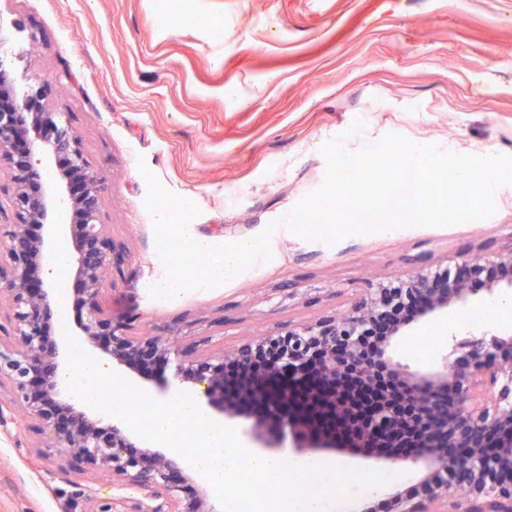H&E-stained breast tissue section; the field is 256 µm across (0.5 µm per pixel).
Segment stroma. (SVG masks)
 I'll list each match as a JSON object with an SVG mask.
<instances>
[{"label":"stroma","mask_w":512,"mask_h":512,"mask_svg":"<svg viewBox=\"0 0 512 512\" xmlns=\"http://www.w3.org/2000/svg\"><path fill=\"white\" fill-rule=\"evenodd\" d=\"M209 14L198 27L194 14ZM15 46L19 89L43 85L107 186L100 222L127 258L104 305L128 333L179 335L184 352L220 351L269 329L344 312L369 282L495 257L512 241V185L478 223L409 226L327 244L283 218L323 182L321 147L355 153L390 133L440 151L512 156V0H0V45ZM363 121L353 131L355 121ZM151 172L193 195L189 234L212 247L277 228L271 258L170 299L150 293L166 269L145 207ZM483 300L435 318L430 347L395 353L438 366L454 340L512 332L483 326ZM50 430L14 413L0 429V512H62L73 481L97 498H143L134 484L79 474Z\"/></svg>","instance_id":"obj_1"}]
</instances>
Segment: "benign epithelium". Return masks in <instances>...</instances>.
<instances>
[{"mask_svg":"<svg viewBox=\"0 0 512 512\" xmlns=\"http://www.w3.org/2000/svg\"><path fill=\"white\" fill-rule=\"evenodd\" d=\"M34 91L19 95L16 84L0 60V98L12 103L0 108V169H8L9 201L13 222L0 225V294L7 295L16 344L0 345V394L12 409H21L30 426L52 430L53 438L37 449V456L50 459L57 448L68 449L85 473L105 472L118 482L136 484L146 490V499L115 495L96 500L83 489L77 500L88 501L82 512H217L203 495L189 503L181 497L182 482L193 479L178 455L147 449L145 458L128 456L125 449L136 446L128 428L101 421L74 404L62 401L71 416L67 423L34 400L32 383L40 379L51 394L60 360L68 356L64 338L46 336L44 319L51 309L54 288L50 283L48 239L31 240L26 228L39 224L53 235L57 227L71 243L72 273L82 284L86 310L79 324L80 340L101 349L118 366L140 371V356L151 352L166 362H176L174 378L181 384L202 378L201 367L220 366L243 358L272 339L286 337L296 352L310 342L321 345V364L312 369L303 364L288 379L268 367L251 379L230 382L224 374L208 375V402L224 415L246 413L253 418V436L264 440L263 429L271 427L288 435L298 452L325 450L387 460L408 465L420 475L424 491L419 495L394 493L393 512H512V480L496 477L498 470H512V362L501 358V350L512 347V336H472L458 343L464 349L467 373L460 376L457 363L445 359L434 369L419 370L391 355L395 338L411 325L401 318L388 325L379 347L380 354L405 385L407 403L419 407L430 419L428 429L407 453H392L408 421L395 406L381 399L363 414L353 405L336 364V339L344 344L341 363L350 366L364 386L373 384L371 367L361 352L362 331L387 308L388 288L383 283L367 289L364 296L334 316L272 330L253 341L223 351L203 352L187 358L178 340L163 336H131L117 328L103 304L106 275L123 261L125 251L106 237L98 224L105 183L89 168L76 135L59 126L54 112H31ZM69 161V168L83 172L82 189L75 192L69 172L58 170L45 191L32 194L27 179L38 172L44 159ZM495 266L503 270L487 292L493 296L500 285L512 290V242L496 255ZM397 285L421 302L414 321L429 319L453 305L466 306L472 289L461 281L442 288L434 271L421 269ZM463 444L469 451L450 457L448 445Z\"/></svg>","mask_w":512,"mask_h":512,"instance_id":"benign-epithelium-1","label":"benign epithelium"}]
</instances>
